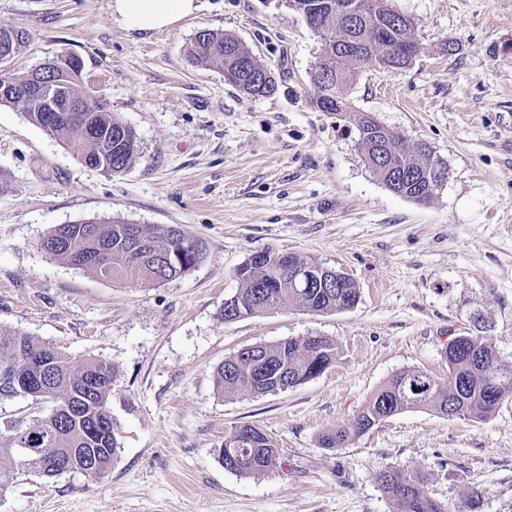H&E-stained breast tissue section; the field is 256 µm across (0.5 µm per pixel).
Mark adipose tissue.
Instances as JSON below:
<instances>
[{
	"label": "adipose tissue",
	"mask_w": 512,
	"mask_h": 512,
	"mask_svg": "<svg viewBox=\"0 0 512 512\" xmlns=\"http://www.w3.org/2000/svg\"><path fill=\"white\" fill-rule=\"evenodd\" d=\"M195 9V0H112L113 15L128 29L141 33L170 27Z\"/></svg>",
	"instance_id": "ef3b65f1"
}]
</instances>
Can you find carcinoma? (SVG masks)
<instances>
[{
	"instance_id": "carcinoma-1",
	"label": "carcinoma",
	"mask_w": 512,
	"mask_h": 512,
	"mask_svg": "<svg viewBox=\"0 0 512 512\" xmlns=\"http://www.w3.org/2000/svg\"><path fill=\"white\" fill-rule=\"evenodd\" d=\"M352 15L336 13V0H286L288 8L299 11L311 4L322 15L323 25L334 31L321 37L319 60L327 63L331 80L312 81V103L319 110L348 118L355 116L341 94L355 72L347 65L357 63L349 48L357 45L360 54L379 65L392 61L394 44L419 48L411 36V22L403 21L391 7L390 0H346ZM197 63L214 65L228 77V83L250 97L275 94L279 84L264 79L270 69L260 64L249 48L231 34L204 29L197 32L188 49ZM66 97L83 103L84 111L59 113L50 133L63 137L77 157L102 158L101 169L121 173L128 168L137 150L135 131L92 99L81 86V73L63 79ZM0 105L21 108L29 119L40 122L44 107L19 97L0 94ZM95 128L89 135L86 128ZM112 138V153L103 154L102 142ZM372 173L392 192L417 202L433 198L428 192V174L443 160L433 150L410 147L401 134L380 132L359 143ZM51 244L49 257L63 260L96 277L119 282L130 288L177 280L179 266L196 267L207 257L208 246L177 225L144 226L122 219L85 220L54 227L41 240ZM261 262H243L237 269L239 288L236 299L243 305V316L290 307L324 313L353 308L359 299L356 283L347 275L335 280L332 288H296L288 264H302L311 269L319 262L292 257L286 262L280 253L266 251ZM46 354L50 361L43 376L25 369L22 355ZM265 360V373L256 371L253 355ZM338 357L336 343L327 337L316 340H283L259 344L252 353L240 352L224 360L216 370V384L222 395L235 397L248 392L256 395L277 392L314 379L329 369ZM448 380L439 381L420 368H407L394 374L369 399L354 422L322 436L327 448L342 445L350 434H363L384 417L415 409H430L448 415V401L460 410V419H485L500 403L512 396V364L505 363L487 337L454 338L445 351ZM14 373L15 390L31 393L35 401L50 404L44 416L28 422L11 423L0 428V491L6 490L21 468L33 470L46 478L64 475L58 462L70 461L81 448L95 449L96 470L89 477L104 475L112 465L118 442L114 423L105 418L109 407L112 364L87 358L79 364L52 346L23 332L0 329V375ZM21 448L36 452L22 454ZM224 454L238 457L240 475H256L276 467L280 450L273 440L254 425L235 428L224 439ZM384 493L393 502L395 512H447L431 498L424 480L417 474L398 470L380 476Z\"/></svg>"
}]
</instances>
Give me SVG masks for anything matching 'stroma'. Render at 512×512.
Instances as JSON below:
<instances>
[{"label": "stroma", "instance_id": "stroma-1", "mask_svg": "<svg viewBox=\"0 0 512 512\" xmlns=\"http://www.w3.org/2000/svg\"><path fill=\"white\" fill-rule=\"evenodd\" d=\"M152 33L129 30L111 0H0V22L28 29L8 66L64 55L82 85L138 137L130 166L83 165L63 138L0 105V328L75 361L111 363L119 450L99 478L19 470L0 512H394L379 475L421 474L451 512H512V399L488 419L410 410L341 447L323 432L353 422L397 372L447 377L458 336L489 337L512 362V0H391L413 23L410 67L356 68L343 93L448 166L429 202L370 172L355 124L311 103L321 41L284 0H196ZM203 28L236 36L280 75L251 98L187 49ZM121 218L177 224L208 245L190 274L127 288L46 256L60 224ZM273 250L348 274L349 310H274L224 321L236 271ZM324 336L326 372L264 395L220 394L215 370L255 344ZM253 424L281 450L277 468H224L230 431Z\"/></svg>", "mask_w": 512, "mask_h": 512}]
</instances>
